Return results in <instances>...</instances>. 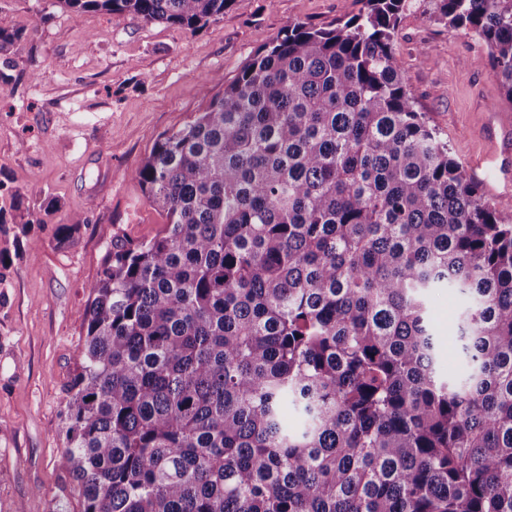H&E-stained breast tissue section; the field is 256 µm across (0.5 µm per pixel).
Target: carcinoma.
Returning <instances> with one entry per match:
<instances>
[{
  "label": "carcinoma",
  "instance_id": "cac0c4a2",
  "mask_svg": "<svg viewBox=\"0 0 512 512\" xmlns=\"http://www.w3.org/2000/svg\"><path fill=\"white\" fill-rule=\"evenodd\" d=\"M62 2L196 29L231 0ZM357 2L286 22L137 168L166 224L89 286L59 460L83 512H512V213L416 109L411 0ZM435 9L512 103V0ZM434 288L471 299L459 380ZM430 312L438 336L437 350L440 361L437 365L439 376L461 378L466 373V362L461 354L460 341L456 331L448 326L464 310L467 302L456 288H440L429 301Z\"/></svg>",
  "mask_w": 512,
  "mask_h": 512
}]
</instances>
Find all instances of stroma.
Segmentation results:
<instances>
[{"label": "stroma", "instance_id": "35a3bbf8", "mask_svg": "<svg viewBox=\"0 0 512 512\" xmlns=\"http://www.w3.org/2000/svg\"><path fill=\"white\" fill-rule=\"evenodd\" d=\"M358 0H232L190 30L128 14L74 13L59 0H0V26L20 31L0 82V512H81L58 465L62 412L80 362L88 287L114 237H153L166 217L135 171L158 136L190 122L286 21L323 27ZM395 48L418 111L466 162L496 142L512 177V104L483 46L412 0ZM42 76L31 80L32 67ZM88 221L69 238L67 215ZM32 223L21 229L20 215ZM441 378L466 362L451 327L467 302L454 288L429 301Z\"/></svg>", "mask_w": 512, "mask_h": 512}]
</instances>
